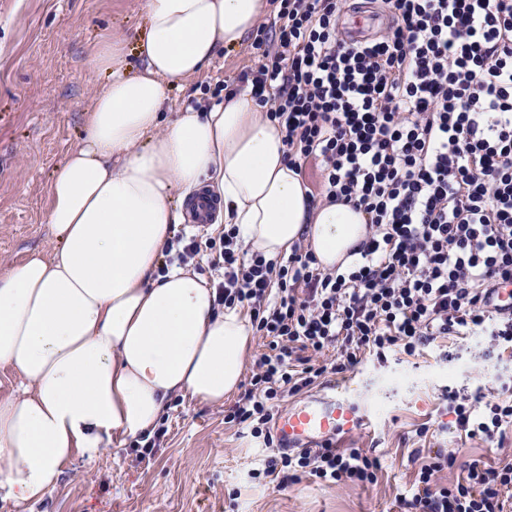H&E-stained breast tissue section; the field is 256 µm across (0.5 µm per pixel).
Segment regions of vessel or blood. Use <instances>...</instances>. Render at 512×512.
Segmentation results:
<instances>
[{"label": "vessel or blood", "mask_w": 512, "mask_h": 512, "mask_svg": "<svg viewBox=\"0 0 512 512\" xmlns=\"http://www.w3.org/2000/svg\"><path fill=\"white\" fill-rule=\"evenodd\" d=\"M215 208L207 192H199L187 206L191 223L205 224ZM488 305L506 318H512V284L492 289ZM365 415L347 396L328 392L305 398L281 414L275 428L285 451L317 449L329 438L349 433L366 424Z\"/></svg>", "instance_id": "1"}]
</instances>
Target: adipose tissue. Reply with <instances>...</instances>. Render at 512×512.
I'll use <instances>...</instances> for the list:
<instances>
[{"label": "adipose tissue", "mask_w": 512, "mask_h": 512, "mask_svg": "<svg viewBox=\"0 0 512 512\" xmlns=\"http://www.w3.org/2000/svg\"><path fill=\"white\" fill-rule=\"evenodd\" d=\"M266 8L146 0L139 69L123 42L95 51L109 80L54 170V245L0 269V367L16 379L0 397V501L41 502L64 467L154 430L172 400L220 406L238 391L252 326L218 303L215 281L164 264L182 222L175 195L212 181L225 223L268 258L303 238L330 268L366 237L352 205L309 209L277 123L249 90L165 114L170 89L241 46Z\"/></svg>", "instance_id": "obj_1"}]
</instances>
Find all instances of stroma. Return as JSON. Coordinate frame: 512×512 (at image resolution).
Listing matches in <instances>:
<instances>
[{"label":"stroma","instance_id":"stroma-1","mask_svg":"<svg viewBox=\"0 0 512 512\" xmlns=\"http://www.w3.org/2000/svg\"><path fill=\"white\" fill-rule=\"evenodd\" d=\"M145 0H0V266L54 244L47 222L55 168L76 146L83 117L106 81L92 65L95 48L113 39L135 48L146 28ZM251 43L223 49L197 75L169 93L167 112L207 107L225 83L253 67ZM512 373V354H497L482 336L464 347L434 348L401 364L367 365L349 374L352 392L370 414L367 427L340 435L373 449L382 468L375 484L327 487L309 479L285 489L250 482L269 451L248 430L224 422L225 406L169 404L168 434L151 454L126 444L66 466L44 501L0 512H398L396 497L412 485L408 456L441 448L490 461L499 449L460 443L443 395L471 393L492 368ZM428 425L427 438L415 434Z\"/></svg>","mask_w":512,"mask_h":512}]
</instances>
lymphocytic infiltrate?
Returning <instances> with one entry per match:
<instances>
[{
  "label": "lymphocytic infiltrate",
  "mask_w": 512,
  "mask_h": 512,
  "mask_svg": "<svg viewBox=\"0 0 512 512\" xmlns=\"http://www.w3.org/2000/svg\"><path fill=\"white\" fill-rule=\"evenodd\" d=\"M346 0H271L258 61L240 88L267 106L295 169L315 161L310 208L347 203L368 232L347 265L322 267L304 241L268 259L235 225L220 238L170 241L179 262L215 250L218 301L246 309L266 350L224 420L249 429L270 454L252 480L284 488L302 477L329 487L371 484L381 462L367 448L326 441L274 450L286 397L370 361L422 355L443 340L488 338L512 350V320L488 309L489 288L512 282V0H381L391 22L350 42ZM459 435L504 447L512 387L448 395ZM402 512H512V455L459 460L415 449ZM457 468L461 478L444 482Z\"/></svg>",
  "instance_id": "obj_1"
}]
</instances>
